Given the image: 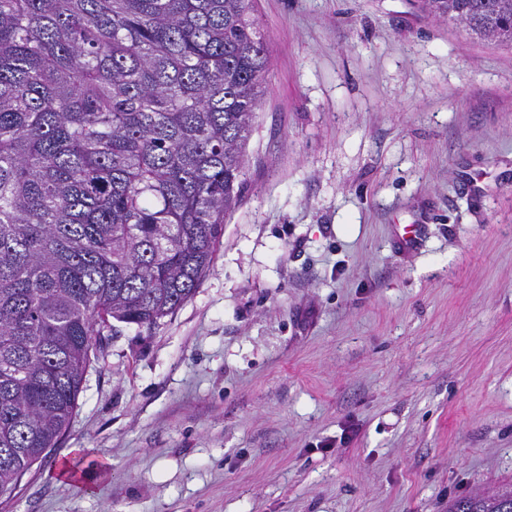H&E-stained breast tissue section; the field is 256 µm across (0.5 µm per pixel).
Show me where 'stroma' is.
I'll return each mask as SVG.
<instances>
[{
    "label": "stroma",
    "mask_w": 512,
    "mask_h": 512,
    "mask_svg": "<svg viewBox=\"0 0 512 512\" xmlns=\"http://www.w3.org/2000/svg\"><path fill=\"white\" fill-rule=\"evenodd\" d=\"M256 9L271 63L213 269L108 332L0 512H448L512 484V47L416 0Z\"/></svg>",
    "instance_id": "1"
}]
</instances>
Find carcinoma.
Here are the masks:
<instances>
[{"label":"carcinoma","mask_w":512,"mask_h":512,"mask_svg":"<svg viewBox=\"0 0 512 512\" xmlns=\"http://www.w3.org/2000/svg\"><path fill=\"white\" fill-rule=\"evenodd\" d=\"M419 2L512 45V0ZM268 69L254 0H0V496L67 432L112 321L158 325L212 268Z\"/></svg>","instance_id":"1"}]
</instances>
